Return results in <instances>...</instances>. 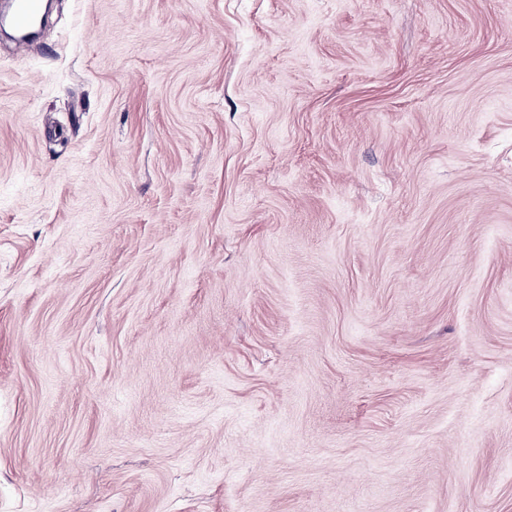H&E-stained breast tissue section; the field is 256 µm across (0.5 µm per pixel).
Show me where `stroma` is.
Masks as SVG:
<instances>
[{
  "instance_id": "35a3bbf8",
  "label": "stroma",
  "mask_w": 512,
  "mask_h": 512,
  "mask_svg": "<svg viewBox=\"0 0 512 512\" xmlns=\"http://www.w3.org/2000/svg\"><path fill=\"white\" fill-rule=\"evenodd\" d=\"M0 512H512V0L0 41Z\"/></svg>"
}]
</instances>
